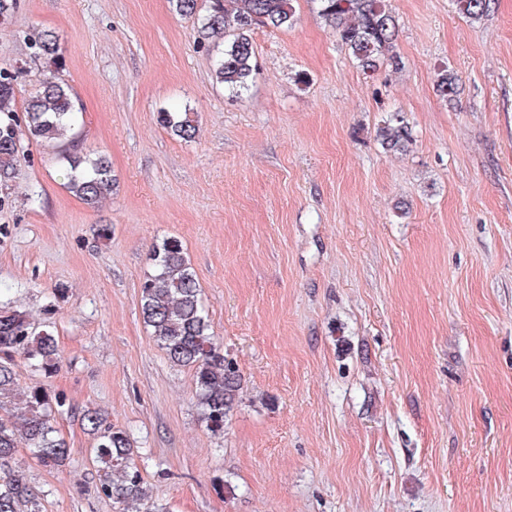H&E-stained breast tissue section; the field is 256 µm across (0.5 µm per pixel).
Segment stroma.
<instances>
[{
    "label": "stroma",
    "instance_id": "35a3bbf8",
    "mask_svg": "<svg viewBox=\"0 0 512 512\" xmlns=\"http://www.w3.org/2000/svg\"><path fill=\"white\" fill-rule=\"evenodd\" d=\"M386 3L399 68L363 72L316 0H293L292 27L253 29L240 93L170 0H19L0 25L22 90L48 72L27 35L58 34L72 144L114 179L88 208L25 138L0 188V309L51 329L59 361L17 362V383L73 407L55 422L67 467L16 453L43 512H119L96 492L87 407L129 433L171 512H512V0L476 22L454 0ZM184 110L190 141L157 120ZM394 112L402 153L376 137ZM166 238L242 377L220 434L143 322Z\"/></svg>",
    "mask_w": 512,
    "mask_h": 512
}]
</instances>
